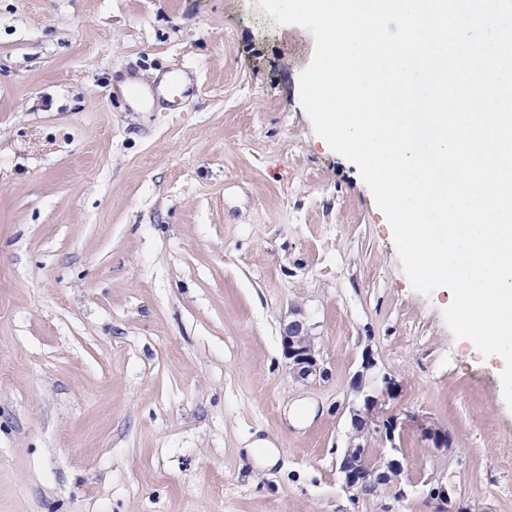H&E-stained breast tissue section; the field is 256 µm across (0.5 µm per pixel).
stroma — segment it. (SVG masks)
Masks as SVG:
<instances>
[{
  "label": "stroma",
  "instance_id": "stroma-1",
  "mask_svg": "<svg viewBox=\"0 0 512 512\" xmlns=\"http://www.w3.org/2000/svg\"><path fill=\"white\" fill-rule=\"evenodd\" d=\"M312 35L258 0H0V512H512L501 366L412 289L358 167L315 134ZM183 70L137 110L123 81ZM301 307L326 379L293 381ZM399 407L400 484L346 489L365 355ZM275 435L264 468L244 445ZM432 504V512H468L467 508L461 506L452 499L448 486L442 483L432 487L428 494Z\"/></svg>",
  "mask_w": 512,
  "mask_h": 512
}]
</instances>
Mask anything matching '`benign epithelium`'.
<instances>
[{"label":"benign epithelium","instance_id":"benign-epithelium-1","mask_svg":"<svg viewBox=\"0 0 512 512\" xmlns=\"http://www.w3.org/2000/svg\"><path fill=\"white\" fill-rule=\"evenodd\" d=\"M281 341L289 373L294 380L327 377L316 337L311 335L300 310H293L292 319L283 327ZM353 388L359 401L350 406L353 434L340 465L345 487L372 492L381 484L399 483L403 463L394 455L382 460L375 457L372 449L368 448L372 435L381 442L390 443L394 451L397 450L396 439L407 430L431 443L437 451L452 447L453 436L436 426L430 418L411 410L397 411L390 407V402L400 396L401 382L388 372L376 371V363L368 354L364 356L362 371L357 375ZM428 497L432 512H468L452 499L448 487L441 483L429 490Z\"/></svg>","mask_w":512,"mask_h":512}]
</instances>
